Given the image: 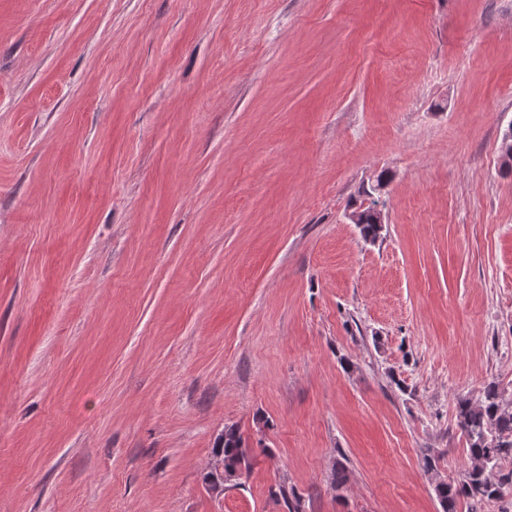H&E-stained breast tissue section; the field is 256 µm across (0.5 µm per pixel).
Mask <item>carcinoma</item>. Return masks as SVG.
<instances>
[{
  "instance_id": "1",
  "label": "carcinoma",
  "mask_w": 512,
  "mask_h": 512,
  "mask_svg": "<svg viewBox=\"0 0 512 512\" xmlns=\"http://www.w3.org/2000/svg\"><path fill=\"white\" fill-rule=\"evenodd\" d=\"M361 237L370 243L381 235L372 206L359 212ZM456 423L466 441L467 465L457 482L435 485L443 512H457V502L469 504V512H490L491 506L512 496V399L495 381L488 382L475 400L461 398L456 405ZM224 463L223 471L211 470L206 481L221 487L250 468L244 440L234 426L224 427L215 450ZM288 512H302L300 497L281 484L273 492Z\"/></svg>"
}]
</instances>
